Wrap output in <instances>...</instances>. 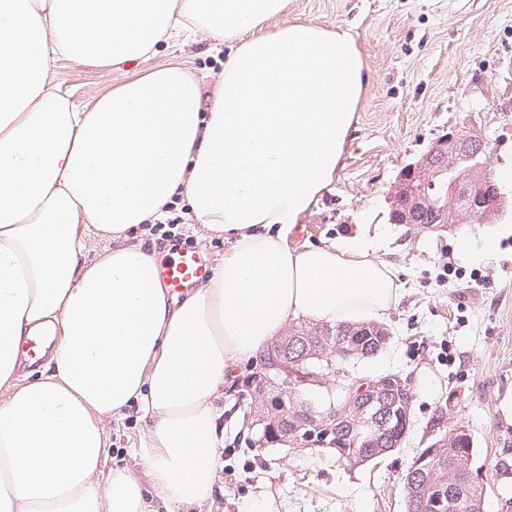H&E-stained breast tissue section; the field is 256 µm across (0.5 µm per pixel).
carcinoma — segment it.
<instances>
[{
	"mask_svg": "<svg viewBox=\"0 0 512 512\" xmlns=\"http://www.w3.org/2000/svg\"><path fill=\"white\" fill-rule=\"evenodd\" d=\"M466 117L469 131L459 138L465 148L452 164L429 150L415 170L401 172L403 184L394 195L389 223L472 230L495 224L512 210L501 192L469 200L468 192L480 190L496 174L491 156L480 152L486 127L479 116ZM391 339V329L382 323L291 322L264 352L263 370L237 391V402L266 443L285 442L290 450L318 448L345 469L378 461L403 444L412 426L414 393L410 384H400V373L359 375L347 364L377 356ZM274 357L289 365L288 378L266 370ZM373 380L383 383L385 394L370 425L376 430L372 437L364 432V406L371 400L366 386ZM474 454L472 435L459 424L421 449L403 479L406 512H483L484 489L472 477Z\"/></svg>",
	"mask_w": 512,
	"mask_h": 512,
	"instance_id": "1",
	"label": "carcinoma"
}]
</instances>
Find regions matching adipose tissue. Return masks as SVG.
<instances>
[{"instance_id": "ef3b65f1", "label": "adipose tissue", "mask_w": 512, "mask_h": 512, "mask_svg": "<svg viewBox=\"0 0 512 512\" xmlns=\"http://www.w3.org/2000/svg\"><path fill=\"white\" fill-rule=\"evenodd\" d=\"M288 0H0V512H166L213 498L214 402L285 323L382 316L398 300L372 243L289 247L336 171L371 76L344 32L272 27ZM205 34L210 101L167 66L74 102L49 61L94 68ZM185 200L227 247L184 299L133 240ZM110 246L90 256V239ZM53 340L37 376L21 345ZM138 402L140 468H107L104 421Z\"/></svg>"}]
</instances>
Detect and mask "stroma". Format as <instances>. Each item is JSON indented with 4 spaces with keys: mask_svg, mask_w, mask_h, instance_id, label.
Segmentation results:
<instances>
[{
    "mask_svg": "<svg viewBox=\"0 0 512 512\" xmlns=\"http://www.w3.org/2000/svg\"><path fill=\"white\" fill-rule=\"evenodd\" d=\"M309 22L348 31L373 77L358 100L333 181L288 237L291 247L356 234L394 263L399 300L382 321L393 339L365 373L409 375L414 422L401 448L377 465L351 471L314 448L258 445L250 421L221 397L224 446L212 503L189 512H405L402 479L413 457L445 425L470 429L473 466L485 485V512H512V422L499 403L512 393V219L496 224L495 255L474 262L457 247L458 231L406 230L387 221L403 168L415 163L464 113L467 101L497 140L494 169L512 167V0H288L277 25ZM190 64L211 97L223 54L208 37L159 47L121 68L50 63L72 99L105 94L160 65ZM453 274H446L445 265ZM109 466H134L145 440L137 406L106 420Z\"/></svg>",
    "mask_w": 512,
    "mask_h": 512,
    "instance_id": "1",
    "label": "stroma"
}]
</instances>
